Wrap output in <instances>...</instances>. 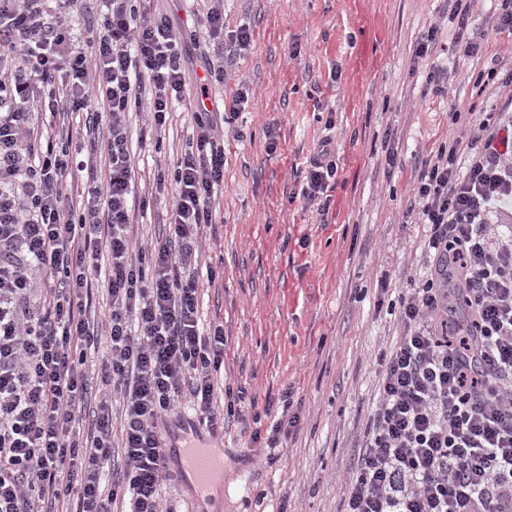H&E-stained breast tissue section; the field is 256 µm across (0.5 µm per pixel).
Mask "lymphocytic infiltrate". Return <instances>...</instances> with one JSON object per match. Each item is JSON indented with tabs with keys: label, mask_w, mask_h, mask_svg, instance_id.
Returning <instances> with one entry per match:
<instances>
[{
	"label": "lymphocytic infiltrate",
	"mask_w": 512,
	"mask_h": 512,
	"mask_svg": "<svg viewBox=\"0 0 512 512\" xmlns=\"http://www.w3.org/2000/svg\"><path fill=\"white\" fill-rule=\"evenodd\" d=\"M204 2L212 56L247 51L250 28L225 31L224 0ZM92 9L95 31L76 32ZM186 46L146 0H0V512H58L64 501L71 512H163L167 413L185 403L210 434L224 430V325L201 327L199 316L225 163L204 99L192 139L156 176L177 188L164 234L142 243L129 231V115L147 113L142 137L162 129L183 91ZM76 112L81 135L67 125ZM336 172L321 142L301 188L320 215ZM70 177L84 185L79 211ZM410 213L429 225L440 264L401 297L402 332L381 354L340 512H512V111L472 113L419 168ZM452 274L468 316L448 332L436 319Z\"/></svg>",
	"instance_id": "lymphocytic-infiltrate-1"
}]
</instances>
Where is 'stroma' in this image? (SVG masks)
Instances as JSON below:
<instances>
[{
	"instance_id": "1",
	"label": "stroma",
	"mask_w": 512,
	"mask_h": 512,
	"mask_svg": "<svg viewBox=\"0 0 512 512\" xmlns=\"http://www.w3.org/2000/svg\"><path fill=\"white\" fill-rule=\"evenodd\" d=\"M448 0H224V29L253 32L248 52L204 81L200 53L209 33L201 0H151L153 12L194 32L181 99L160 141H141L142 114L130 116L139 158L135 231L163 232L173 184L155 189L194 129L200 91L222 105L239 84L249 100L225 115L224 185L215 201L204 260L217 273L204 284L202 323L224 325L230 389L254 402L269 430L284 390H292L299 428L266 468L248 436L229 427L224 487L212 512H339L367 422L378 398L380 347L399 333L401 292L430 274L428 228L407 211L422 161L447 143L451 116L512 102V86L476 93L472 73L512 68V34L491 28L494 0H474L469 34L482 44L459 59ZM438 26L430 58H414L421 32ZM450 73L447 95L425 91L431 67ZM330 138L337 173L329 214L299 191L317 142Z\"/></svg>"
}]
</instances>
